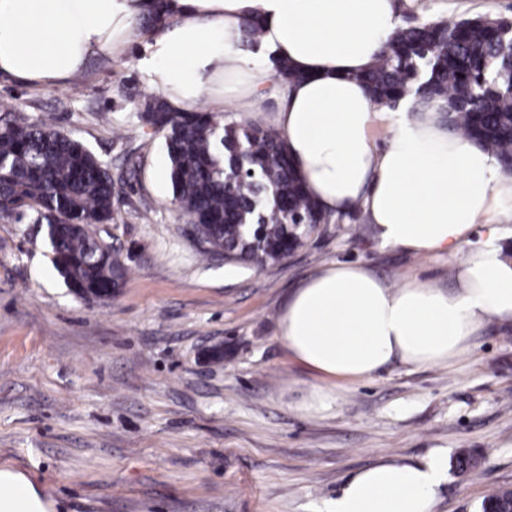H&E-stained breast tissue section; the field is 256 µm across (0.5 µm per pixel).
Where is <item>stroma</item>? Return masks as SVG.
<instances>
[{"label": "stroma", "mask_w": 512, "mask_h": 512, "mask_svg": "<svg viewBox=\"0 0 512 512\" xmlns=\"http://www.w3.org/2000/svg\"><path fill=\"white\" fill-rule=\"evenodd\" d=\"M402 24L512 18V0H398ZM141 48L92 59L68 84L0 81V102L43 118L111 163L119 203L97 234L127 267L104 303L73 295L41 224L0 221V467L23 472L55 512H324L379 458L447 464L435 512H479L512 487V325L490 321L452 365L391 367L300 404L316 374L287 360L276 320L290 288L329 263L389 283L451 289L458 256L382 246L370 221L324 224L279 265L200 260L172 201ZM224 348L214 363L206 353ZM463 452L477 469H454Z\"/></svg>", "instance_id": "stroma-1"}]
</instances>
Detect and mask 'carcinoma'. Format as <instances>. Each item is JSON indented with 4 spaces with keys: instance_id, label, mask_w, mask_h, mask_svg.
<instances>
[{
    "instance_id": "cac0c4a2",
    "label": "carcinoma",
    "mask_w": 512,
    "mask_h": 512,
    "mask_svg": "<svg viewBox=\"0 0 512 512\" xmlns=\"http://www.w3.org/2000/svg\"><path fill=\"white\" fill-rule=\"evenodd\" d=\"M166 19L162 0L136 20L149 31ZM359 79L375 103L394 109L407 96L444 102L448 133L482 144L512 171V20H431L398 28ZM140 121L163 133L172 199L203 255L273 266L303 247L323 212L305 192L283 134L224 123L215 112H173L155 96ZM110 165L48 120L20 122L0 107V219L46 225L52 264L78 298L105 300L126 267L94 228L114 219Z\"/></svg>"
}]
</instances>
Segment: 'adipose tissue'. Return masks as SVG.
Here are the masks:
<instances>
[{
  "label": "adipose tissue",
  "mask_w": 512,
  "mask_h": 512,
  "mask_svg": "<svg viewBox=\"0 0 512 512\" xmlns=\"http://www.w3.org/2000/svg\"><path fill=\"white\" fill-rule=\"evenodd\" d=\"M153 0H0V78L62 86L91 57L121 53ZM165 24L145 34L137 67L175 111L207 100L273 115L306 193L325 212L363 207L382 245L459 255L457 285L416 278L391 285L359 265L331 264L294 288L277 321L288 355L320 376L301 409L329 410L337 382L391 365H449L489 319L512 322V259L500 244L512 176L467 136H450L439 103L378 108L359 81L399 27L395 0H167ZM259 17L260 49L242 48ZM300 75L276 79L265 52ZM387 130L385 147L371 131ZM442 458L383 460L347 479L325 512H434ZM0 512H48L28 478L0 469Z\"/></svg>",
  "instance_id": "adipose-tissue-1"
}]
</instances>
